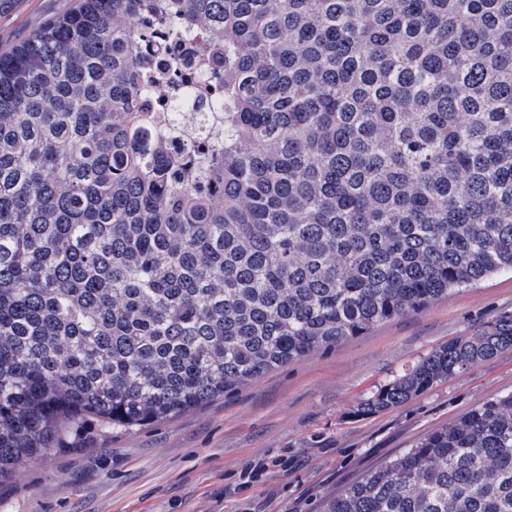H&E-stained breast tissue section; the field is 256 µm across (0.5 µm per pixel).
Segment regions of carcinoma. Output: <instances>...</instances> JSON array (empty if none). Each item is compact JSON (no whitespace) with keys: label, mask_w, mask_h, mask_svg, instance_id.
Returning <instances> with one entry per match:
<instances>
[{"label":"carcinoma","mask_w":512,"mask_h":512,"mask_svg":"<svg viewBox=\"0 0 512 512\" xmlns=\"http://www.w3.org/2000/svg\"><path fill=\"white\" fill-rule=\"evenodd\" d=\"M210 36L177 150L151 25ZM512 271V0H75L0 53V486ZM512 348V313L358 409ZM322 512H512V393Z\"/></svg>","instance_id":"carcinoma-1"}]
</instances>
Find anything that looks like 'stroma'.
<instances>
[{
  "mask_svg": "<svg viewBox=\"0 0 512 512\" xmlns=\"http://www.w3.org/2000/svg\"><path fill=\"white\" fill-rule=\"evenodd\" d=\"M71 3L14 0L0 13V53ZM510 313L512 272H502L176 417L132 429L84 420L69 447L0 486V512H321L326 497L428 432L512 392L506 349L401 407L358 412L434 347ZM254 463L262 476L243 482Z\"/></svg>",
  "mask_w": 512,
  "mask_h": 512,
  "instance_id": "1",
  "label": "stroma"
}]
</instances>
